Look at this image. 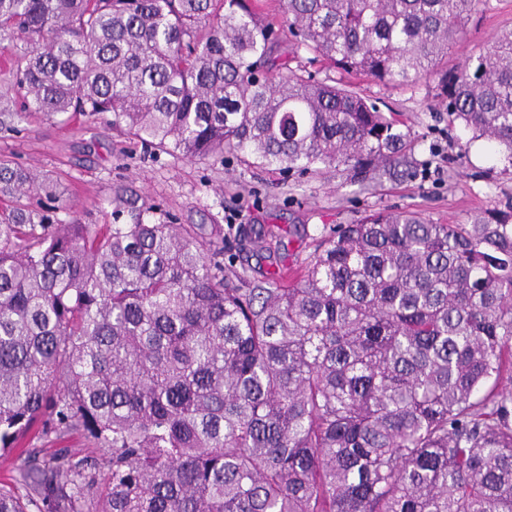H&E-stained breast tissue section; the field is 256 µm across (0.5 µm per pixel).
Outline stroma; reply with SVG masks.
Listing matches in <instances>:
<instances>
[{"instance_id":"stroma-1","label":"stroma","mask_w":512,"mask_h":512,"mask_svg":"<svg viewBox=\"0 0 512 512\" xmlns=\"http://www.w3.org/2000/svg\"><path fill=\"white\" fill-rule=\"evenodd\" d=\"M512 29V0H487L448 54V69L478 55L500 31ZM357 89L395 113L410 131L399 165L359 175L322 166L305 175L221 161L153 155L116 135L111 115L67 122L32 118L0 130V159L53 181L66 205L63 218L112 221L117 187L162 205L183 224H217L234 257L233 268L255 281L275 265L299 267L314 243L375 211L410 210L436 224H465L512 197V163L486 141L448 121L433 83ZM274 229L267 249L254 247L258 231Z\"/></svg>"}]
</instances>
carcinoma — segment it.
Here are the masks:
<instances>
[{
	"label": "carcinoma",
	"mask_w": 512,
	"mask_h": 512,
	"mask_svg": "<svg viewBox=\"0 0 512 512\" xmlns=\"http://www.w3.org/2000/svg\"><path fill=\"white\" fill-rule=\"evenodd\" d=\"M479 0H0L16 105L112 114L158 154L307 173L393 163L403 121L309 67L436 78L458 122L512 160V30L441 68ZM0 160V455L34 428L0 512H512V200L468 224L374 212L286 279L224 274V231L121 190L110 224L29 199ZM259 9L267 15V17L276 23V26L280 28L281 38L278 46L279 53H288L290 50V40L288 36V30L284 19L278 13V2L277 0H259ZM20 448H29L39 451L40 456L55 453L59 449H68L71 452H79L80 455H89L92 457H101L104 454L103 448H96L92 439L80 435L72 434L64 437H42L39 435H31L24 439Z\"/></svg>",
	"instance_id": "obj_1"
}]
</instances>
